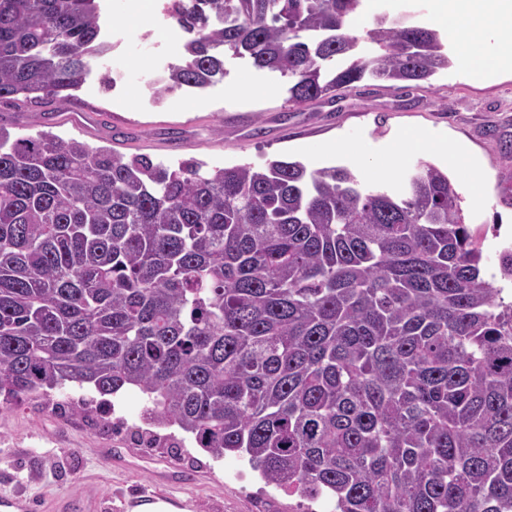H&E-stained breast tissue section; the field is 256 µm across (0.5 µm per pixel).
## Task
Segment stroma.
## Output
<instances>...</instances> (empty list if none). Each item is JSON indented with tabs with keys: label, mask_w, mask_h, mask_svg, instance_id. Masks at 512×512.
<instances>
[{
	"label": "stroma",
	"mask_w": 512,
	"mask_h": 512,
	"mask_svg": "<svg viewBox=\"0 0 512 512\" xmlns=\"http://www.w3.org/2000/svg\"><path fill=\"white\" fill-rule=\"evenodd\" d=\"M127 3L109 0L104 19L125 49V88L103 91L112 67L94 59L72 105L47 97L0 112V123L16 135L50 130L173 167L193 159L208 170L247 163L261 168L288 157L311 169L343 165L371 187L383 181L369 174L368 155L391 137L420 134L424 143L402 156L392 185L422 159L447 171L464 199L484 272L498 273L500 250L512 244V162L500 152L512 141V71L476 82L452 67L431 84L400 90L365 80L338 96L293 107L279 74L228 55L222 79L202 91L165 94L157 105L150 89L156 49L141 38L143 19ZM72 107L81 111L79 122L69 117ZM337 142L353 145L355 154L328 153ZM437 142L473 156L476 181L462 179L434 150ZM95 396L69 385L0 403V506L25 498L32 512H62L63 500L64 512H134L155 495L178 512H309L308 499L266 484L244 458H213L187 436L180 447H166L165 437L180 436L179 430L150 424L138 390L123 392L124 416L113 420Z\"/></svg>",
	"instance_id": "35a3bbf8"
}]
</instances>
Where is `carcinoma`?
<instances>
[{"label":"carcinoma","mask_w":512,"mask_h":512,"mask_svg":"<svg viewBox=\"0 0 512 512\" xmlns=\"http://www.w3.org/2000/svg\"><path fill=\"white\" fill-rule=\"evenodd\" d=\"M367 0H172L187 35L153 88L228 53L303 106L427 83L441 33ZM102 0H0V104L65 103L107 57ZM0 126V394L135 387L157 426L333 512H512V301L427 161L400 189L344 166L202 172Z\"/></svg>","instance_id":"1"}]
</instances>
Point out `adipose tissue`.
I'll list each match as a JSON object with an SVG mask.
<instances>
[{
	"label": "adipose tissue",
	"mask_w": 512,
	"mask_h": 512,
	"mask_svg": "<svg viewBox=\"0 0 512 512\" xmlns=\"http://www.w3.org/2000/svg\"><path fill=\"white\" fill-rule=\"evenodd\" d=\"M433 23L456 47L459 69L475 80L512 67V0H430ZM497 33L487 42V29Z\"/></svg>",
	"instance_id": "obj_1"
}]
</instances>
